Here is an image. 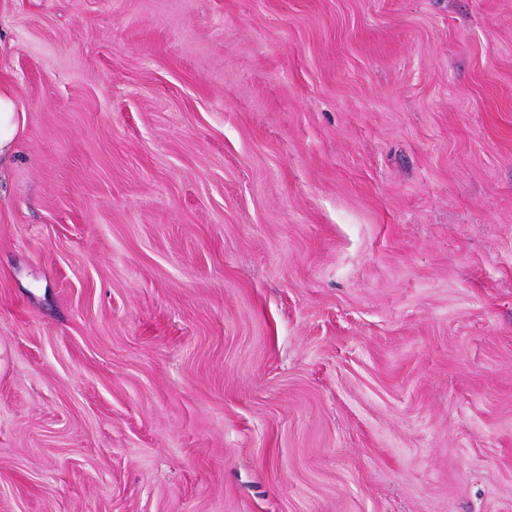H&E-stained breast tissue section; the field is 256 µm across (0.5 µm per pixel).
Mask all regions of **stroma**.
Here are the masks:
<instances>
[{"mask_svg":"<svg viewBox=\"0 0 512 512\" xmlns=\"http://www.w3.org/2000/svg\"><path fill=\"white\" fill-rule=\"evenodd\" d=\"M0 512H512V0H0ZM24 122V112L17 111L13 95L0 89V165L9 161Z\"/></svg>","mask_w":512,"mask_h":512,"instance_id":"35a3bbf8","label":"stroma"}]
</instances>
